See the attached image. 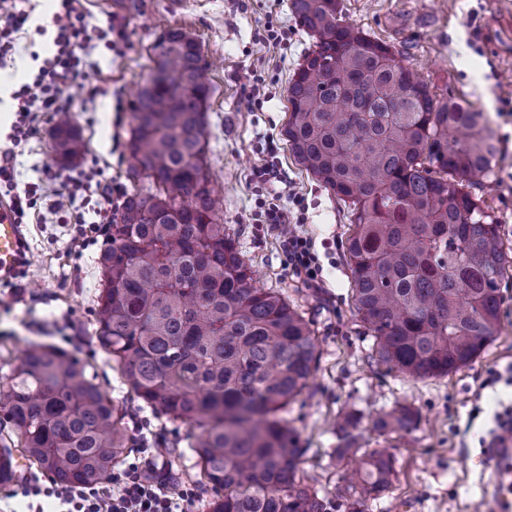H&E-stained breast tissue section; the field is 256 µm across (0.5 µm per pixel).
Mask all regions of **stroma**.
<instances>
[{
    "label": "stroma",
    "mask_w": 512,
    "mask_h": 512,
    "mask_svg": "<svg viewBox=\"0 0 512 512\" xmlns=\"http://www.w3.org/2000/svg\"><path fill=\"white\" fill-rule=\"evenodd\" d=\"M291 0H85L90 24L106 27L111 17L125 24L115 51L98 48V69H83L64 90L71 115L86 144L81 166L95 168L102 182L134 189L127 175L130 100L148 79L154 45L172 28L190 32L210 74L207 163L224 197L222 223L256 271L259 284L274 288L305 313L318 336V361L301 402L289 414L307 450L302 468L320 493L342 486L346 464L332 452L339 414H362L367 433L362 452L389 449L394 473L388 489L370 502L369 512H489L493 474L484 457L500 415H512V279L502 294L501 328L471 365L440 378L411 379L378 365L351 298V270L345 250L346 207L302 168L288 148V83L313 48L314 39L296 21ZM30 14L16 35L15 50L0 67V146L13 148L19 187L38 186L35 208L23 231L30 264L15 283L0 284V376L16 365L28 343L43 342L69 351L86 364L107 394L126 412L129 445L139 465L159 474H179L190 485L194 461L167 454L158 438L184 443L189 425L159 420L123 384L115 363L96 338L94 309L103 283L98 256L105 236L84 242L70 224L37 221L62 188L69 166L54 148L55 117L38 113L26 141L11 144L19 121L14 94L32 81L54 52L58 0H26ZM341 15L371 39L391 47L397 60L416 70L438 98H454L482 112L497 152L491 173L476 195L486 198L501 226L512 258V0H339ZM288 31L280 45L266 39V24ZM270 98L248 109L246 98L257 80ZM275 161L278 177L257 185L253 171ZM57 176L47 179L43 165ZM278 199L301 205L308 235L323 268L324 286L306 287L291 276L277 231L256 219L257 203ZM408 404L420 413L409 433L380 437L370 432L379 412ZM53 488L37 469H24L21 483L0 486V512L43 507L52 512Z\"/></svg>",
    "instance_id": "obj_1"
}]
</instances>
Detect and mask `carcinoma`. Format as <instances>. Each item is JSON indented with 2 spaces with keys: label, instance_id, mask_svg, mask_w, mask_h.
I'll use <instances>...</instances> for the list:
<instances>
[{
  "label": "carcinoma",
  "instance_id": "obj_1",
  "mask_svg": "<svg viewBox=\"0 0 512 512\" xmlns=\"http://www.w3.org/2000/svg\"><path fill=\"white\" fill-rule=\"evenodd\" d=\"M291 6L316 43L288 87L284 135L350 210L358 319L379 364L444 377L500 328L509 260L500 225L469 191L490 174L494 137L482 113L434 97L389 46L345 23L338 0ZM155 50L127 141L129 178L154 188L128 193L109 227L97 340L144 407L191 427L196 484L212 491L206 512H367L389 484L383 450L356 462L331 496L303 482L305 448L288 407L307 388L318 337L287 296L256 285L220 222L205 162L210 63L179 29ZM54 137L62 160L83 155L70 116H59ZM125 416L70 353L31 344L0 380V485L17 481L20 455L53 482L96 486L130 453ZM417 422L399 406L373 429ZM336 437L332 457L353 459L362 416L345 413Z\"/></svg>",
  "mask_w": 512,
  "mask_h": 512
}]
</instances>
